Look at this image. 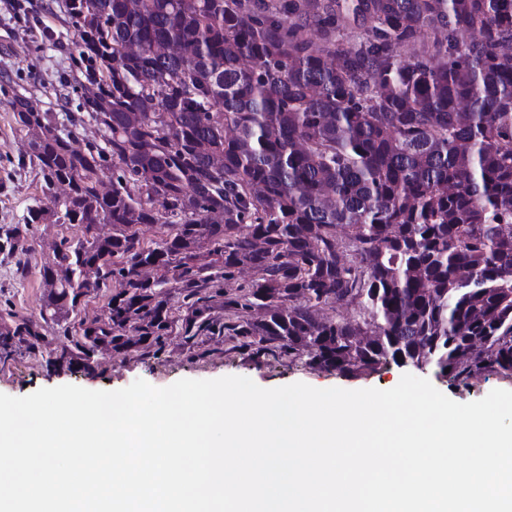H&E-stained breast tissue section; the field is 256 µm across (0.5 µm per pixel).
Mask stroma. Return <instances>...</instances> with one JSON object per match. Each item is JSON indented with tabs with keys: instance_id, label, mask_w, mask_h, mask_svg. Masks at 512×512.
Segmentation results:
<instances>
[{
	"instance_id": "stroma-1",
	"label": "stroma",
	"mask_w": 512,
	"mask_h": 512,
	"mask_svg": "<svg viewBox=\"0 0 512 512\" xmlns=\"http://www.w3.org/2000/svg\"><path fill=\"white\" fill-rule=\"evenodd\" d=\"M64 0H0V236L7 229L23 226L30 207L41 195L40 176L30 165L28 147L17 130L10 102L15 97L31 101L40 110L54 113L58 123L80 112L82 88L76 74L74 30L64 13ZM66 224H38L26 252L0 247V327L13 318L26 319L48 338L39 351H20L0 362V393L23 397L42 388L65 384L90 390H118L142 379L166 387L181 379L211 380L224 376L250 378L259 387L271 389L295 382L315 388L344 389L395 387L403 374L428 379L450 399L468 403L484 398L491 390H512V379L484 373L468 384L457 385L431 366L402 367L387 363L354 377H344L287 356L259 354L228 337L184 343L179 322L184 312L178 298H171L178 319L166 346L159 354L133 348L125 352L99 351L95 370L53 372L46 366L49 351L67 344L76 335L79 320L101 317L112 295L105 288L82 297L76 312L59 323L44 322L40 310L50 290L43 268L53 258V248L62 237L80 235Z\"/></svg>"
}]
</instances>
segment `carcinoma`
<instances>
[{"label": "carcinoma", "instance_id": "obj_1", "mask_svg": "<svg viewBox=\"0 0 512 512\" xmlns=\"http://www.w3.org/2000/svg\"><path fill=\"white\" fill-rule=\"evenodd\" d=\"M65 6L79 85L94 90L63 130L11 102L42 197L6 242L24 247L34 224L81 228L43 267L45 321L118 291L110 322L91 321L48 367L90 373L95 343L133 337L161 352L170 286L188 343L226 333L341 374L391 361L460 383L512 377V0ZM88 122L102 140L81 146ZM98 224L112 235L90 234ZM140 224L163 237L142 242ZM241 269L254 279L224 308L263 314L212 317L209 289ZM45 343L18 320L0 359Z\"/></svg>", "mask_w": 512, "mask_h": 512}]
</instances>
